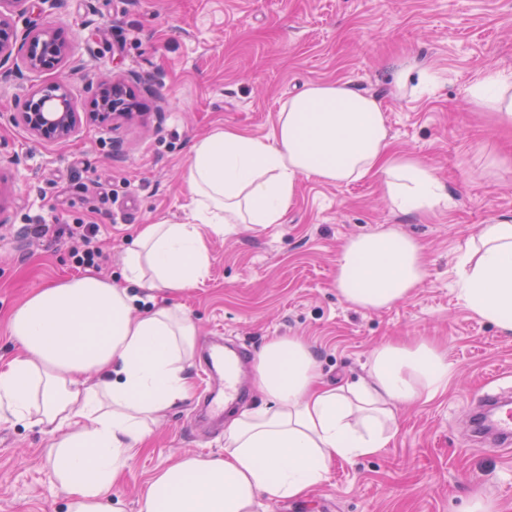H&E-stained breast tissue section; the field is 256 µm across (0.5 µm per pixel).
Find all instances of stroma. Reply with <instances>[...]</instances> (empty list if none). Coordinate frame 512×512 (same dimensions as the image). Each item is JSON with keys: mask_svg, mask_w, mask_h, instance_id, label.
Returning <instances> with one entry per match:
<instances>
[{"mask_svg": "<svg viewBox=\"0 0 512 512\" xmlns=\"http://www.w3.org/2000/svg\"><path fill=\"white\" fill-rule=\"evenodd\" d=\"M37 20L72 46V66L0 78V113L66 77L79 111L95 75L139 79L143 122L113 129L82 121L65 143L0 123V362L17 352L11 311L31 292L80 276L73 242L58 228L94 224L106 259L101 277L124 285L123 255L141 225L188 214L182 173L195 139L232 127L273 131L288 98L308 85L343 82L379 97L395 149L432 166L448 204L427 216L397 211L379 181L329 185L300 178L281 223L210 242L207 276L177 297L197 325V353L217 339L250 353L274 336L310 347L324 381L357 382L373 351L391 340H429L456 372L446 393L397 410L398 433L382 453L332 463L302 499L263 501L259 512H465L474 496L512 512V446L470 442V403L512 391V334L457 297L455 257L481 227L512 221V130L471 102L488 70L512 72V0H33L18 31ZM398 229L424 247L426 277L388 308L350 305L335 286L348 239ZM153 428L116 489L123 512H139L145 484L186 454L219 455L224 430L199 429L204 378ZM53 433L0 422V512H67L51 478Z\"/></svg>", "mask_w": 512, "mask_h": 512, "instance_id": "35a3bbf8", "label": "stroma"}]
</instances>
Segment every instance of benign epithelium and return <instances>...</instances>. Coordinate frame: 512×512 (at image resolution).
<instances>
[{
    "label": "benign epithelium",
    "instance_id": "1",
    "mask_svg": "<svg viewBox=\"0 0 512 512\" xmlns=\"http://www.w3.org/2000/svg\"><path fill=\"white\" fill-rule=\"evenodd\" d=\"M29 0H0V73L8 77L26 70L39 72L67 63L71 46L58 30L49 25L30 24L27 33L17 38L13 15L26 10ZM133 75H101L91 82L93 112L89 116L103 124L133 123L140 119L132 91ZM10 120L24 125L32 135L51 142L68 140L81 123L71 89L63 82H53L34 90L23 110Z\"/></svg>",
    "mask_w": 512,
    "mask_h": 512
}]
</instances>
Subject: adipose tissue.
<instances>
[{"label":"adipose tissue","mask_w":512,"mask_h":512,"mask_svg":"<svg viewBox=\"0 0 512 512\" xmlns=\"http://www.w3.org/2000/svg\"><path fill=\"white\" fill-rule=\"evenodd\" d=\"M477 107L512 124V74L485 72L470 89ZM325 184L376 179L402 213L447 202L432 167L392 148L381 101L346 83H315L291 97L271 135L218 129L192 145L184 221L142 225L124 256L127 281L176 296L208 273L209 241L240 224L280 223L300 177ZM457 294L472 314L512 333V223L484 225L456 258ZM426 274L421 245L392 229L348 240L335 284L353 306L383 309ZM128 289L94 271L33 292L8 318L18 353L0 364V420L58 433L49 450L67 512H119L112 494L151 427L186 400L198 344L178 305L133 315ZM454 367L425 342L385 343L366 377L329 387L297 337L267 342L255 380L267 403L224 428L220 456L187 455L160 469L140 512H258L262 501L299 499L333 461L378 454L398 432L395 410L448 389Z\"/></svg>","instance_id":"obj_1"}]
</instances>
